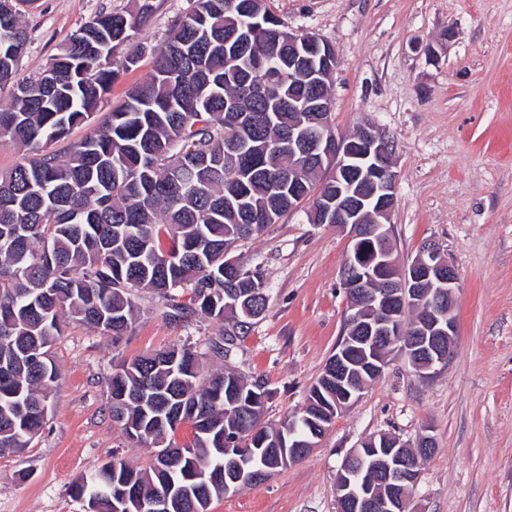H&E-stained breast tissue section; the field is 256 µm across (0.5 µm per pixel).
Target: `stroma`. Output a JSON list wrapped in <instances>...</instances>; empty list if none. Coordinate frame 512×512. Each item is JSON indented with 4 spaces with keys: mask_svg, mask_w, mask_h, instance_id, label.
<instances>
[{
    "mask_svg": "<svg viewBox=\"0 0 512 512\" xmlns=\"http://www.w3.org/2000/svg\"><path fill=\"white\" fill-rule=\"evenodd\" d=\"M136 36L160 44L191 0H151ZM290 30L327 41L337 57L331 124L349 135L367 121L394 143L390 235L399 261L439 243L461 288L453 354L432 378L390 356L361 399L339 413L313 451L266 481L212 500L209 512H336V471L349 449L379 433L433 438L412 512H512V0H265ZM135 0H26L28 43L17 76L46 67L81 25ZM347 233L311 223L299 206L234 252L267 274L269 304L229 363L272 391L265 421L300 414L345 329L341 269ZM119 339L72 322L51 348L60 379L43 433L0 453V512H87L72 484L112 457L145 467L149 449L113 424L107 386L115 362L191 345L216 368L220 323L172 322L163 300L135 299Z\"/></svg>",
    "mask_w": 512,
    "mask_h": 512,
    "instance_id": "obj_1",
    "label": "stroma"
}]
</instances>
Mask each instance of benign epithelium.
I'll use <instances>...</instances> for the list:
<instances>
[{"mask_svg":"<svg viewBox=\"0 0 512 512\" xmlns=\"http://www.w3.org/2000/svg\"><path fill=\"white\" fill-rule=\"evenodd\" d=\"M288 45L294 48L290 67L307 75L318 83L327 77L324 70L311 63L308 42L288 33ZM318 134L294 135L291 149H298L308 164L320 167L330 163L336 178V195L320 199L317 209L323 223L341 228H355L360 224H372L371 234L381 238L380 217L390 218L396 199L397 174L394 171L391 143L376 127L365 122L356 132L360 147L350 136L328 133L329 121L320 118L316 124ZM377 278L384 282L381 294L374 296L376 314L371 322L363 325L365 335L388 342L392 350L412 359L419 355L425 360L416 362L422 378L431 376L429 370L449 359L451 350L443 340L453 342L457 333L453 314L459 277L454 266L447 260L442 248L434 241H427L417 256L409 263H397L386 250L380 260L361 269L343 265L341 286L346 293H358L364 279ZM428 281L433 289L425 291L420 284ZM411 302L424 311L422 331L432 338L428 344L417 343L405 332L400 302ZM408 445L400 442L376 459L378 469L389 485V492L378 495L367 487L358 492L350 479L348 469L340 471L336 478V501L339 512H411L407 487L418 483L420 473L407 453ZM172 492L159 490L151 498L138 505V512H171Z\"/></svg>","mask_w":512,"mask_h":512,"instance_id":"7a95c632","label":"benign epithelium"}]
</instances>
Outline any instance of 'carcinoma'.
<instances>
[{"mask_svg": "<svg viewBox=\"0 0 512 512\" xmlns=\"http://www.w3.org/2000/svg\"><path fill=\"white\" fill-rule=\"evenodd\" d=\"M100 13L76 30L44 70L18 80L28 42L17 0H0V140L27 158L0 174V451L21 452L47 423L58 381L50 349L66 321L117 339L131 327L139 291L165 300L170 320L199 313L230 322L209 344L229 358L238 336L268 307L260 266L224 269V254L260 236L292 207L332 190V176L288 158V126L308 113L292 96L327 92L288 70L287 26L261 0H195L150 49L151 77L104 109L107 95L141 56L121 54L149 20ZM95 123L82 138L72 131ZM69 144L62 150L55 146ZM380 242L359 237L349 260L370 262ZM346 388L357 395L378 378L349 321ZM271 390L224 368L204 371L187 345L117 364L108 383L112 422L151 449L148 468L114 458L72 485L75 496L113 512L125 491L130 512L163 485L192 495L198 512L215 497L265 481L336 418V364L310 387L298 416L262 423ZM193 430L175 441L180 422ZM252 474L229 487V467ZM356 481L381 487L375 463L356 461Z\"/></svg>", "mask_w": 512, "mask_h": 512, "instance_id": "1", "label": "carcinoma"}]
</instances>
